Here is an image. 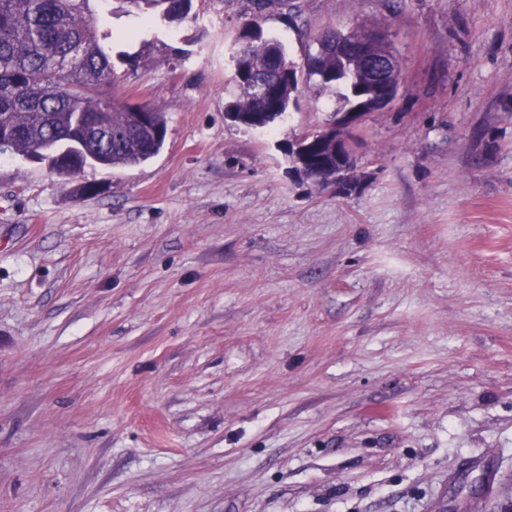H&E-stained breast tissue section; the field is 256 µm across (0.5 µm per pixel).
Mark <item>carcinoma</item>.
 Here are the masks:
<instances>
[{
    "mask_svg": "<svg viewBox=\"0 0 512 512\" xmlns=\"http://www.w3.org/2000/svg\"><path fill=\"white\" fill-rule=\"evenodd\" d=\"M92 0H0V146L36 158L60 176L72 171L60 156L75 154L87 166L130 167L156 156L164 146L167 119L150 104L119 100L123 79L112 66V29ZM128 14L179 22L192 0H119ZM251 17L237 38L239 68L259 67L274 86L268 105L248 79H232L237 95L229 110L251 117L290 112L300 84L316 80L336 89L338 110L356 109L370 92L361 72H342L336 55L343 35L328 31L303 64L294 62L279 38L267 36L262 19L276 8L292 14L294 0H248ZM310 182L325 188L336 168L320 139L301 135Z\"/></svg>",
    "mask_w": 512,
    "mask_h": 512,
    "instance_id": "1",
    "label": "carcinoma"
}]
</instances>
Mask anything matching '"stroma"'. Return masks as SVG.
Returning <instances> with one entry per match:
<instances>
[{"label": "stroma", "mask_w": 512, "mask_h": 512, "mask_svg": "<svg viewBox=\"0 0 512 512\" xmlns=\"http://www.w3.org/2000/svg\"><path fill=\"white\" fill-rule=\"evenodd\" d=\"M295 4L263 24L293 61L366 25L403 65L351 194L279 149L332 91L225 121L246 0H113L120 95L167 117L148 162L0 154V512L512 507V0ZM127 14L159 17L167 22H179L188 17L192 0H119Z\"/></svg>", "instance_id": "35a3bbf8"}]
</instances>
